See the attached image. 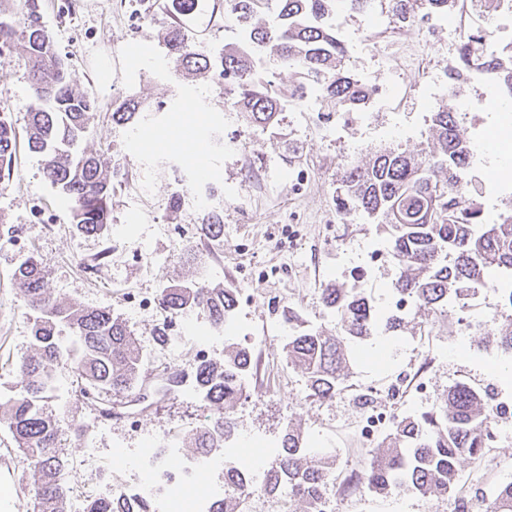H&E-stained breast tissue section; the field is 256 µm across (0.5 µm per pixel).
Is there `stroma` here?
Masks as SVG:
<instances>
[{"mask_svg":"<svg viewBox=\"0 0 512 512\" xmlns=\"http://www.w3.org/2000/svg\"><path fill=\"white\" fill-rule=\"evenodd\" d=\"M39 4L60 56L70 63L74 88L94 96L100 106V116L83 145L125 176L112 195L108 236L89 237L76 230L68 201L44 180L41 157L30 152L25 142H18L13 174L0 180V233L12 227L27 237L36 259L47 270L51 296L78 307H110L154 358L165 350L156 338L164 317L158 311L140 315L128 310L124 303L128 294L157 293L165 286L202 277L212 284L228 278L242 280L232 259L237 243L253 244L262 262L268 258L270 236L282 224L304 225L306 234L296 245L303 255L296 281L282 289L260 277L243 280L246 299L237 306L235 328L209 354L210 360L223 361L225 345L236 343L248 347L259 365L232 412L235 450L242 453L257 447L264 456H273L287 425L299 427L309 448L337 460L327 491L336 512H459L461 500L491 497L499 484L512 482L510 420L502 422L499 440L490 450L500 464L497 476L481 478L474 464L462 463L464 492L424 499L397 488L383 494L348 489L352 471L361 467L368 454L351 433L358 404L348 392L323 403L307 400L306 378L288 362L283 338L263 336L264 326L274 320L275 305L284 299L296 303L312 327L336 332V317L327 314L320 303L321 287L330 279L347 281L356 271L362 274L360 288L373 304L382 311L389 309L398 269L388 260L370 264L368 257L374 245L385 242V235L365 217L354 214L339 228L334 242H325L324 228L335 223V210L295 201L288 171L299 156L313 159L316 168L311 185L328 202L337 171L347 162L364 159L368 149L398 145L412 150L425 142L431 112L448 106V97H422L398 113H375L369 126L346 115L336 138L300 122L288 111L278 113L269 125L257 126L213 84L173 74L162 42L171 22L168 0H39ZM243 27L239 15H225L224 0H199L195 19L188 25L199 46L216 56L234 45L235 33ZM138 46L146 47L148 55L134 65L130 56ZM29 94L24 58L0 54V109L9 112L16 128L25 126L24 103ZM129 95L144 101L145 120L134 126L113 123L109 114L115 102ZM189 103L196 108L197 135L207 136L213 128L224 136L223 148L211 149L205 158L208 179L225 198L224 251L204 254L199 264L177 259L185 247L201 244L199 212L187 199L178 208L170 206L178 189L177 178L194 182L195 167L178 152L162 146L145 150L136 143L145 134L160 139L176 132ZM245 182L257 190L253 220L229 199L230 192ZM143 185L147 193L136 196V188ZM146 212L155 215V222H142ZM137 242L153 250L151 266L125 258V251ZM105 248L111 251L106 266L98 271L84 268V261ZM25 258L22 252L0 251V393L4 395L15 380L13 363L28 353L31 343L26 309L12 280L13 270ZM461 314L460 301L453 300L447 314L436 317L430 337H423L416 328L399 336H371L367 346L382 351L384 359L377 365L352 364L349 385L382 382L404 368L422 369L429 380L426 407L440 405L448 387L457 381L512 403V377L494 371L495 366L512 363V358L489 347L487 336L463 334L458 325ZM167 367L184 376L177 398L159 397L149 405L129 402L119 406L118 417L106 421L89 416L71 394L68 382H61L54 391L50 408L60 426L80 423L87 428L82 438H64L70 459L68 482L73 489L71 512H80L93 492L94 475L83 462L86 449H97L101 462L119 482L132 483L137 474L130 463L140 454L145 438L159 439L202 422L204 412L193 391L192 347H184L181 357L169 361ZM131 412L140 417L141 430L127 428L125 418ZM23 469L11 435L0 427V512H34V499L20 482Z\"/></svg>","mask_w":512,"mask_h":512,"instance_id":"stroma-1","label":"stroma"}]
</instances>
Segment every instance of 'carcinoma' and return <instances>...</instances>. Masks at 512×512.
Segmentation results:
<instances>
[{
    "instance_id": "1",
    "label": "carcinoma",
    "mask_w": 512,
    "mask_h": 512,
    "mask_svg": "<svg viewBox=\"0 0 512 512\" xmlns=\"http://www.w3.org/2000/svg\"><path fill=\"white\" fill-rule=\"evenodd\" d=\"M274 2L272 23L249 28V44L226 48L217 58L198 48L188 30L172 21L163 37L172 68L214 84L224 82V95L236 99L240 111L258 124H268L288 102L257 75L255 59L269 48L284 67L303 70L320 81L329 102L347 109L364 107L365 94L345 67L348 49L336 27L327 23L335 0ZM454 2L389 0V8L404 26L447 11ZM39 8L38 0H12L9 12L0 10V53H19L29 68L32 94L25 105L26 140L30 151L44 157L45 180L70 201L76 229L101 237L111 224L114 172L97 153L80 149L98 102L71 85L50 31L40 24ZM488 37L465 33L457 62L448 67L449 87L458 88L461 71L485 68L497 73L505 99L512 100V59L475 48ZM141 112V101L129 96L116 105L111 119L117 125L133 124ZM429 131V139L415 151L386 147L371 153L367 161L352 162L336 172V214L345 218L358 212L386 231L389 257L400 270L393 294L407 298L411 306L405 312H380L356 284L328 283L322 288L321 303L341 325V332L333 335L307 325L298 307L285 302L279 311L288 324L284 350L288 362L305 374L309 400L328 401L346 388L348 344L376 333L393 335L411 323L431 327L432 320L421 319V314L445 313L448 300L495 287L490 270L512 276V212L501 214L497 223H485L480 197L467 186L472 149L460 132L456 112L443 108L431 113ZM16 144V129L3 112L0 179L12 173ZM199 230L204 247L224 249L220 211L203 212ZM13 280L27 309L31 346L16 363L14 394L0 402V424L26 461L21 482L28 486L37 512H67L69 459L58 420L44 411L48 394L65 377L78 391L77 400L107 403L137 387L147 357L110 308L76 307L53 299L37 260L22 262ZM237 302L233 284L216 288L204 279L170 285L159 294V308L166 315L196 308L216 329L233 318ZM491 344L512 355V318L504 320ZM252 370L251 350L244 347L227 348L222 364L197 363L194 392L210 414L182 436L183 443L208 455L230 441L236 428L231 412ZM494 419L493 408L476 390L456 382L435 409L401 418L352 480L376 493L393 487L423 498L451 492L460 483V462L484 455L483 432ZM334 471L332 457L306 448L301 432L290 425L261 484L254 483L250 469L239 459H224V500L214 512H249V503L260 494L298 501L304 512H320ZM479 509L512 512V483L498 486ZM82 512L153 510L147 499L134 503L118 496L87 499Z\"/></svg>"
}]
</instances>
